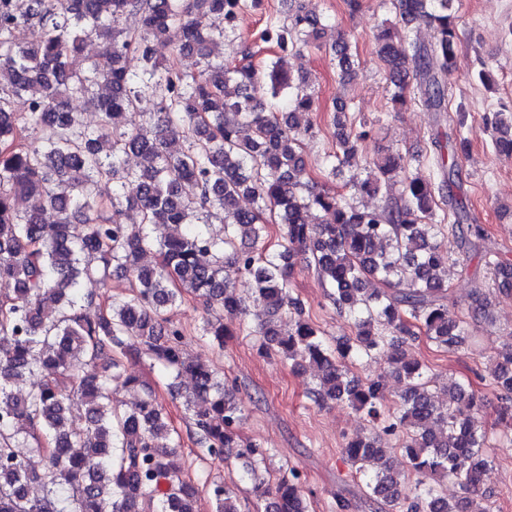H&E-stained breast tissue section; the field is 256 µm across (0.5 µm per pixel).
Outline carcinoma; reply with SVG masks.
Segmentation results:
<instances>
[{"label": "carcinoma", "instance_id": "obj_1", "mask_svg": "<svg viewBox=\"0 0 512 512\" xmlns=\"http://www.w3.org/2000/svg\"><path fill=\"white\" fill-rule=\"evenodd\" d=\"M255 0H0V512H197L199 488L174 468L181 447L154 390L136 377H122L125 364L147 355L192 386L182 396L192 420L190 437L211 455L235 459L258 498H271L265 512H308L298 476L266 485L259 471L270 449L242 439V407L224 380L205 364L182 355L184 334L170 310L185 297L219 310L201 335L224 345V317L247 314L225 275L231 268L252 283L259 314L249 326L260 347L296 367H313L311 391L318 406L342 402L363 413L375 432L356 436L344 453L368 478L374 497L395 506L402 482L378 434L401 440L411 469L421 475L408 512H488L480 485L489 463L485 431L471 419L476 399L470 386L451 383L435 397L425 370L405 358L403 344L421 336L445 350L466 343V321L448 308V253L437 237L479 251L492 267L498 289L512 293V263L481 249L484 228L470 223L463 203L458 159L467 147L466 113L456 114L455 137L432 141L434 161L409 163L388 154L355 168L345 187L376 196L391 175L411 165L430 173L408 175L394 200L361 210L336 191L305 181L302 138L314 98L307 80L288 69V48L326 47L338 61L339 81L355 74L356 60L343 35L299 0H287L288 26L262 34L283 52L257 68L224 64V32ZM403 27L383 25L379 53L402 104L413 92L430 112L448 111L446 84L457 64L455 0H391ZM210 20L203 28L202 19ZM434 29L421 45L412 24ZM37 25L35 44L16 43L15 32ZM101 40V59L84 55L86 38ZM194 55L196 75L157 60L153 42ZM136 55L137 72L127 60ZM264 86L265 95L255 96ZM28 96V112L14 99ZM83 99L101 116L89 127L70 102ZM151 103L156 122L123 131L125 114ZM336 152L324 176L331 180L355 158L369 130L357 129L349 106L332 102ZM487 124L498 132L495 149L512 156V115L494 112ZM39 131L44 148L28 145ZM134 154L139 166L128 169ZM112 184V195L100 186ZM247 197L251 209L239 205ZM112 215L103 216L104 204ZM133 211L136 222L120 216ZM55 214L47 223L46 212ZM217 219L224 236L206 226ZM165 224L157 243L151 228ZM279 226L280 249L267 247L270 226ZM155 251L152 265L142 263ZM305 255L339 314L353 320L356 336L329 348L290 294L296 255ZM129 279V292L101 295L99 311H82V282L108 287L112 275ZM375 279L382 287L373 290ZM384 357L395 365L403 389L390 400L379 379L362 380L352 358ZM34 378L23 394L12 385ZM138 386L142 396L128 410L112 399V383ZM495 384L504 395L502 414L512 416V345L495 358ZM85 408L88 424L68 426L73 405ZM45 460L32 468L18 449ZM457 482L447 498L431 478ZM42 494L35 495L33 486ZM214 512H239L236 494L209 486Z\"/></svg>", "mask_w": 512, "mask_h": 512}]
</instances>
